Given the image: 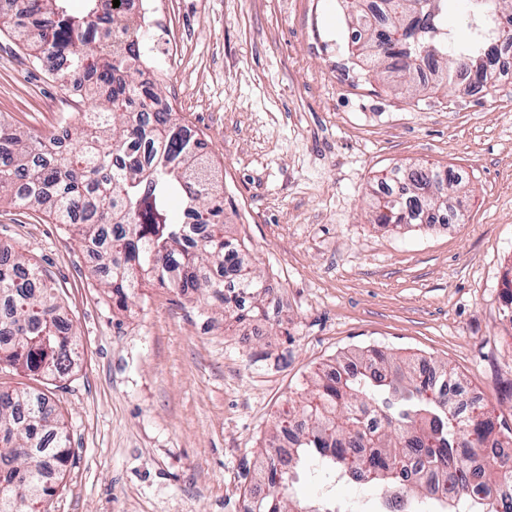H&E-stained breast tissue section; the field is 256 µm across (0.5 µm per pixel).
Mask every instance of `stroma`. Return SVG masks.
<instances>
[{"mask_svg": "<svg viewBox=\"0 0 512 512\" xmlns=\"http://www.w3.org/2000/svg\"><path fill=\"white\" fill-rule=\"evenodd\" d=\"M145 76L205 140L224 221L268 292L264 315L142 279L118 307L77 225L0 202V249L58 290L75 367L1 388L52 392L69 436L45 512H240L282 408L366 347L448 364L512 427V79L397 94L360 61L341 0H148ZM67 90L0 32V118L61 131ZM426 164L462 177L450 228L376 224L381 172ZM375 512L381 492L325 477L290 484Z\"/></svg>", "mask_w": 512, "mask_h": 512, "instance_id": "stroma-1", "label": "stroma"}]
</instances>
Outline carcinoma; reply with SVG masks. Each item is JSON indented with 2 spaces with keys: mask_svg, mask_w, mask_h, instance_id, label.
<instances>
[{
  "mask_svg": "<svg viewBox=\"0 0 512 512\" xmlns=\"http://www.w3.org/2000/svg\"><path fill=\"white\" fill-rule=\"evenodd\" d=\"M69 0H0V26L32 63H49L63 88L77 81L95 100L93 120L78 134V151L62 150L69 131L31 134L0 124V200L48 213L56 224L83 214L82 240L96 247L99 271L112 297L125 306L135 297L140 273L165 288L205 292L231 306L241 321L259 314L263 284L249 257L227 235L224 192L203 143L186 133L176 113L160 102L157 88L140 80L144 61L142 25L109 4L85 0L82 14ZM356 10L363 30L352 43L372 68L387 74L399 94L418 89L414 73L428 71L437 89L462 71L482 91L494 85L498 37H512V0H469V21L490 16L497 35L456 45L448 33L450 0H380L388 25L372 28L361 0H343ZM460 183L451 170L412 167L399 190L375 199V221L399 227L419 212L457 218L452 199ZM0 370L53 378L69 370L75 354L72 324L55 288L38 267L17 252L0 250ZM359 369L345 377L315 380L306 422L283 455L280 438L291 420L277 422L256 473L267 492L253 512H336V502L284 500L299 469L313 463L332 474L357 470L374 488L412 485L414 499L430 512H459L458 496L476 487L483 497L471 512H512V503L491 491L512 479V466L476 449L512 443L490 411L463 410L454 394H429L433 381L460 385L447 367L426 370L379 350L357 355ZM68 436L52 398L37 390L0 389V512H35L63 478Z\"/></svg>",
  "mask_w": 512,
  "mask_h": 512,
  "instance_id": "1",
  "label": "carcinoma"
}]
</instances>
